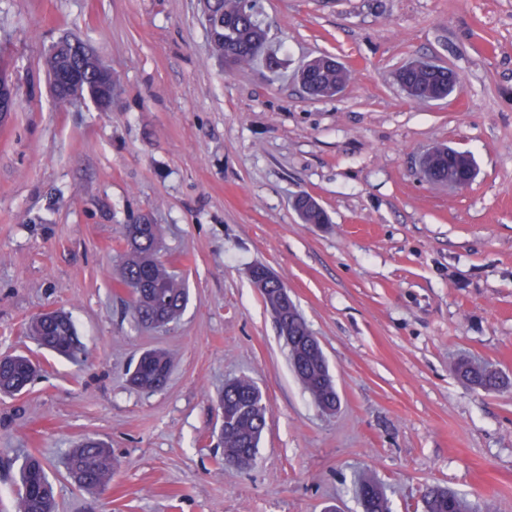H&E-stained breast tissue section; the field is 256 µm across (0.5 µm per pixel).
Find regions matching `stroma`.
Masks as SVG:
<instances>
[{"mask_svg":"<svg viewBox=\"0 0 512 512\" xmlns=\"http://www.w3.org/2000/svg\"><path fill=\"white\" fill-rule=\"evenodd\" d=\"M281 61L231 69L199 0H0V66L18 104L0 127V357L43 370L0 395V512L24 455L41 460L58 512H363L368 475L391 512H423L426 487L512 512V390L467 387V356L512 377V0H260ZM112 70V107L57 106L43 65L61 37ZM322 54L353 73L311 99L296 68ZM453 69L446 99L410 100L414 59ZM473 155L451 192L418 158ZM302 193L330 217L302 223ZM149 217L189 290L182 315L135 325L117 284L124 225ZM268 266L321 344L340 397L322 412L247 269ZM69 313L85 353L40 347L26 322ZM172 358L146 393L129 368ZM250 377L267 427L255 464L228 467L219 397ZM112 448L107 497L66 476L85 438Z\"/></svg>","mask_w":512,"mask_h":512,"instance_id":"35a3bbf8","label":"stroma"}]
</instances>
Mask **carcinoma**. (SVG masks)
Masks as SVG:
<instances>
[{
    "instance_id": "cac0c4a2",
    "label": "carcinoma",
    "mask_w": 512,
    "mask_h": 512,
    "mask_svg": "<svg viewBox=\"0 0 512 512\" xmlns=\"http://www.w3.org/2000/svg\"><path fill=\"white\" fill-rule=\"evenodd\" d=\"M259 0H208L206 31L215 54L227 62L246 67L257 61L278 71L279 62L268 45V32L259 20ZM46 71L51 79L53 95L60 105L71 102L69 85L60 73L70 66L81 71L79 94H88L101 109L112 107V98L103 95L101 70L92 62L73 54L68 65H63L57 55L46 54ZM305 79L303 88L316 98L344 90L351 80V71L342 63L335 65L310 64L301 72ZM399 84L414 90V100L427 103L435 95H450L454 85L448 82V68L423 65L403 68L397 73ZM430 166L423 171L424 179L436 187L448 185V171L470 182L475 176L473 157L450 147H436ZM294 208L306 224H324V210L301 196L294 201ZM123 240L126 259L118 283L134 287L130 294L131 313L136 324L147 327L151 323L165 326L176 320L189 302L185 282L170 265L156 259L161 251L162 228L158 224H128ZM251 281L261 289L270 310L281 308L283 283L266 266L254 265L249 270ZM288 360L301 385L312 395L316 404L326 412H335L340 399L329 374L322 349L317 346L304 318L295 312L288 313ZM29 333L48 350L67 358L83 354V346L76 327L69 315L57 312L49 319L37 315L27 323ZM458 377L468 386L484 390H500L509 382L496 371L473 363L461 361L456 367ZM170 374V359L163 350H152L138 359L131 375L135 386L158 391L164 387ZM36 375V365L23 355L6 356L0 360V393L17 395L26 390ZM224 406V424L220 429V444L224 460L244 469L256 458L263 431L267 425V407L259 387L242 377L224 387L220 396ZM67 475H77L81 488L102 490L112 480V453L100 442L87 439L72 449L66 460ZM357 495L364 512H390L389 502L382 486L371 478H363L357 486ZM16 512H56L54 487L42 462L28 456L21 465L17 487ZM424 512H470L464 496L437 487L426 489L423 499Z\"/></svg>"
}]
</instances>
